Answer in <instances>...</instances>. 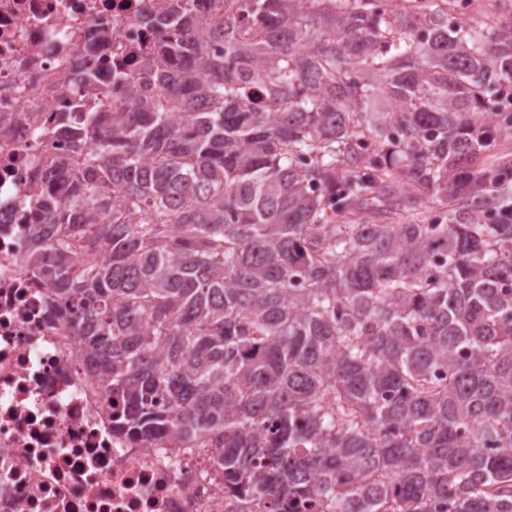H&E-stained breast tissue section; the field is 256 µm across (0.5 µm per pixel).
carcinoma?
Wrapping results in <instances>:
<instances>
[{"label":"carcinoma","mask_w":512,"mask_h":512,"mask_svg":"<svg viewBox=\"0 0 512 512\" xmlns=\"http://www.w3.org/2000/svg\"><path fill=\"white\" fill-rule=\"evenodd\" d=\"M239 2L144 17L128 101L57 113L33 193L112 429L212 437L257 512H512V17Z\"/></svg>","instance_id":"1"}]
</instances>
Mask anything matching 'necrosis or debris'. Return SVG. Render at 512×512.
Listing matches in <instances>:
<instances>
[{
	"instance_id": "necrosis-or-debris-1",
	"label": "necrosis or debris",
	"mask_w": 512,
	"mask_h": 512,
	"mask_svg": "<svg viewBox=\"0 0 512 512\" xmlns=\"http://www.w3.org/2000/svg\"><path fill=\"white\" fill-rule=\"evenodd\" d=\"M168 0H0V512H243L217 448L139 441L85 363L73 308L25 266L33 188L55 152L49 120L74 126L125 101ZM93 66L95 85L76 80ZM126 83L113 85V69Z\"/></svg>"
}]
</instances>
